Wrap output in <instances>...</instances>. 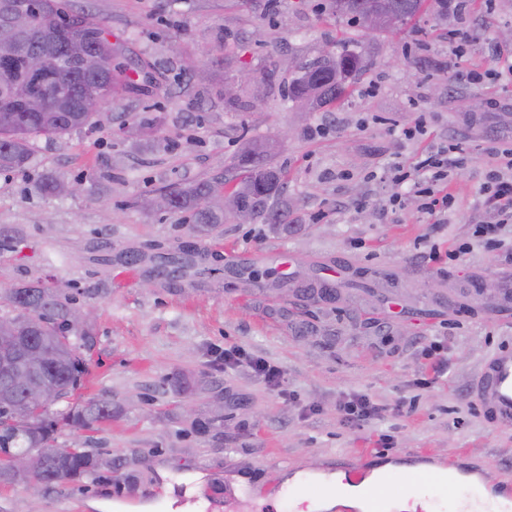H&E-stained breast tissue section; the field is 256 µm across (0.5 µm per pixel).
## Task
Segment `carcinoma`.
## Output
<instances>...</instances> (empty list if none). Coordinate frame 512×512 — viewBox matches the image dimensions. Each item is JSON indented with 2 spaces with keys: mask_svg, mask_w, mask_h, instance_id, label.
<instances>
[{
  "mask_svg": "<svg viewBox=\"0 0 512 512\" xmlns=\"http://www.w3.org/2000/svg\"><path fill=\"white\" fill-rule=\"evenodd\" d=\"M34 18L61 31L57 42H39L22 38L10 47L0 45V58L13 56L9 66H0V169L23 170L32 159L30 140L45 135L62 137L91 126L98 121L96 112L84 111L74 100L51 103L47 106L21 110L12 103L28 96L21 77V66L26 55L46 50L67 62L68 69L58 73L68 77L81 74L86 89L99 93L110 101L119 90L147 93L158 84L156 72L140 61L120 65L114 59L126 52V43L106 27L97 15L86 11H69L64 0H29ZM425 0H329L331 14L359 27L363 26L364 6L372 4L397 16V22L406 24L423 8ZM224 45V65L236 59L237 43L234 35H218ZM371 61L362 42L351 40L336 45L327 54L298 60V70L284 90V99L292 108L309 107L317 112L335 104L344 94L349 82L365 72ZM271 86L265 80L253 78L237 86V93L224 98V109L237 112L247 109L268 96ZM227 187L238 196L250 221L260 220L284 234H293L302 228L295 223L294 212L288 200L284 172L274 163L271 144L253 139L224 166L221 181H195L170 187L164 191L167 210L187 215L192 229L208 235L224 223V203L216 194V185ZM196 265L195 253L187 247L162 258L156 266L157 275L164 278L183 275ZM21 306L28 317L18 321L17 335L30 336L32 341L49 354L47 368L38 378L54 393L56 402L66 403L62 411L45 409L30 412L23 420L17 415L22 410L23 389L0 395V455L20 453L30 449L40 451V469L31 477L12 471L0 459V484L58 485L81 482L98 475L103 456L78 444L58 447L57 434L61 427L88 429L96 422L112 419V404L107 400L88 403L72 402L71 397L81 386L86 370L84 350L92 327L85 330H66L74 306L65 290L41 281L24 282L12 288L0 289V307Z\"/></svg>",
  "mask_w": 512,
  "mask_h": 512,
  "instance_id": "obj_1",
  "label": "carcinoma"
}]
</instances>
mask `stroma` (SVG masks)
Here are the masks:
<instances>
[{
  "label": "stroma",
  "mask_w": 512,
  "mask_h": 512,
  "mask_svg": "<svg viewBox=\"0 0 512 512\" xmlns=\"http://www.w3.org/2000/svg\"><path fill=\"white\" fill-rule=\"evenodd\" d=\"M323 3L276 0L264 17L224 0H67L103 18L132 59L154 66L159 86L107 102L96 129L35 138L31 168L0 173V288L54 277L93 312L75 398L108 399L112 418L64 428L58 441L113 463L75 485H0V512H92L94 500L108 501L105 512H291L263 501L283 474L332 472L364 453L371 468L408 464L418 452L429 463L480 460L512 486V428L492 426L475 396L484 362L512 344V248L475 234L494 219L478 199L487 148L512 139V80L461 77L486 74L493 46H512V0H457L444 18L428 6L388 34L328 16ZM221 27L240 39L239 74L273 72L262 109L225 111L224 72L213 64L224 54ZM461 30L472 39L459 53ZM350 39L373 43L375 54L341 105L285 110L283 59ZM188 60L214 80L188 81ZM143 116L158 117L157 127L130 134L128 122ZM419 120L424 135L404 139ZM246 136L276 142L299 232L229 218L200 236L183 214L144 207L162 189L222 176ZM456 139L474 158L452 184L447 223L435 224L385 172ZM49 174L83 183V193H42ZM397 197L402 207H392ZM463 244L466 254L449 260ZM182 245L197 248L196 267L175 285L152 283L154 257ZM133 249L147 260L129 268L122 256ZM240 264L333 282L339 296L249 283L232 272ZM434 341L446 363L436 378L426 355ZM233 348L276 365L278 378L225 365ZM351 394L377 403L380 417L344 424L338 408ZM218 409L223 422L200 429ZM230 472L246 486L228 502Z\"/></svg>",
  "instance_id": "1"
}]
</instances>
